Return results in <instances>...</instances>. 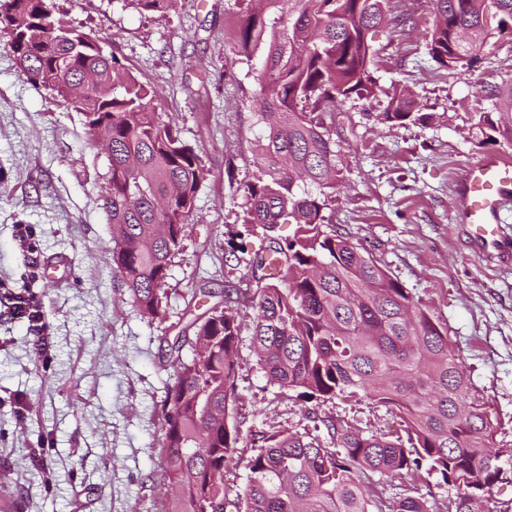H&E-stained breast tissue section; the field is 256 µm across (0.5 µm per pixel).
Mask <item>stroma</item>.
<instances>
[{
  "instance_id": "obj_1",
  "label": "stroma",
  "mask_w": 512,
  "mask_h": 512,
  "mask_svg": "<svg viewBox=\"0 0 512 512\" xmlns=\"http://www.w3.org/2000/svg\"><path fill=\"white\" fill-rule=\"evenodd\" d=\"M249 0H174L165 13L130 0H57L68 24L93 33L105 52L154 93L164 119L199 149L206 174L199 221L165 286L167 318L149 321L115 288L101 259L111 226L97 199L108 158L79 113L34 89L0 48V293L27 286L44 332L0 304V512H165L161 448L174 382L166 338L181 334L192 288L240 292L237 377L228 412L241 433L224 466L227 497L244 488L251 434L272 427L312 431L308 411L363 434L395 430L394 415L364 393L326 402L268 380L251 345L257 284L239 252L266 246L262 228L245 233L242 185L254 172L263 45L236 38ZM412 17L383 24L370 99L342 100L333 114L340 181L329 216L446 326L476 396L496 425L494 448L512 455V268L476 256L458 218L455 182L463 167L512 159V147L474 125L491 104L483 86L512 74V39L488 37L477 57L445 68L427 54L426 0H393ZM413 95L426 124L381 123L393 92ZM246 250V251H247ZM47 336L46 349L38 339ZM385 495H427L434 512H455L457 489L427 472L382 479Z\"/></svg>"
}]
</instances>
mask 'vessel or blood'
Returning a JSON list of instances; mask_svg holds the SVG:
<instances>
[{
	"label": "vessel or blood",
	"mask_w": 512,
	"mask_h": 512,
	"mask_svg": "<svg viewBox=\"0 0 512 512\" xmlns=\"http://www.w3.org/2000/svg\"><path fill=\"white\" fill-rule=\"evenodd\" d=\"M459 217L472 249L499 264L512 263L498 230L507 203L512 202V162L490 158L464 167L456 181Z\"/></svg>",
	"instance_id": "1"
}]
</instances>
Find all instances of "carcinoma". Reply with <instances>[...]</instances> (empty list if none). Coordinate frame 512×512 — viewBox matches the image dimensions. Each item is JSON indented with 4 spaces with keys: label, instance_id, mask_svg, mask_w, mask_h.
<instances>
[{
    "label": "carcinoma",
    "instance_id": "cac0c4a2",
    "mask_svg": "<svg viewBox=\"0 0 512 512\" xmlns=\"http://www.w3.org/2000/svg\"><path fill=\"white\" fill-rule=\"evenodd\" d=\"M288 12L281 27L245 16L237 39L247 49L265 41L261 63L258 163L242 185L243 220L260 226L268 246L249 256L258 288L252 344L267 377L319 401L361 391L387 407L400 430L366 436L322 421L327 437L286 428L254 435L249 476L230 501L214 476L237 450L238 427L229 420L240 324L231 293L193 316L205 354L181 356L182 338L168 344L175 381L166 394L162 456L164 480L178 493L168 512H433L424 496L385 497L371 476L403 479L424 469L446 484L463 475L488 488L502 468L494 450L495 425L486 403L472 394L461 362L448 349V328L436 322L407 288L347 238L325 215L338 184L336 140L326 117L340 98H369L375 55L370 29L392 12L391 0H263ZM434 15L426 46L443 67L475 59L479 43L462 41L468 29L484 39L512 35V0H429ZM64 26L53 0H0V44L23 71L82 114L112 125L108 187L100 207L112 224L104 250L118 287L150 320L163 321L164 286L196 223V194L205 175L200 152L177 126L156 112L150 91L114 55L79 41ZM497 110L479 113L489 140L512 145V78L483 87ZM383 122H425L412 96L394 94ZM297 225L283 241L278 225ZM14 313L39 320L24 289L4 295Z\"/></svg>",
    "mask_w": 512,
    "mask_h": 512
}]
</instances>
